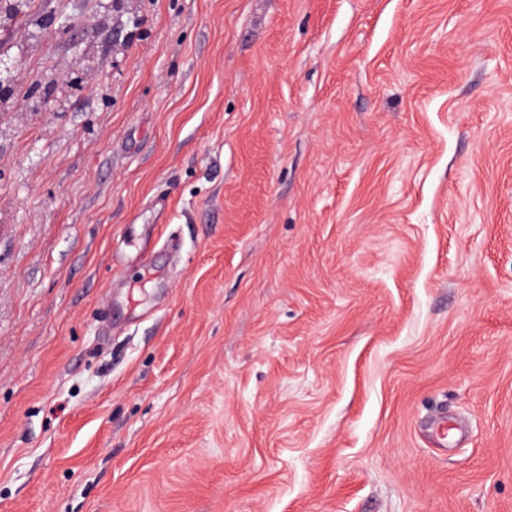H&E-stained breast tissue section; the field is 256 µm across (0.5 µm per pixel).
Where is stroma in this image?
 I'll return each instance as SVG.
<instances>
[{"instance_id":"1","label":"stroma","mask_w":512,"mask_h":512,"mask_svg":"<svg viewBox=\"0 0 512 512\" xmlns=\"http://www.w3.org/2000/svg\"><path fill=\"white\" fill-rule=\"evenodd\" d=\"M0 512H512V0H0Z\"/></svg>"}]
</instances>
